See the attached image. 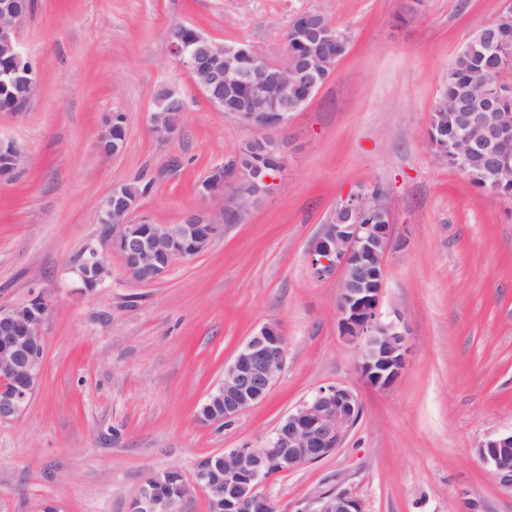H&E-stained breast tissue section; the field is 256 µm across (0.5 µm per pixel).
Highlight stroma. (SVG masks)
I'll return each mask as SVG.
<instances>
[{
  "label": "stroma",
  "instance_id": "obj_1",
  "mask_svg": "<svg viewBox=\"0 0 512 512\" xmlns=\"http://www.w3.org/2000/svg\"><path fill=\"white\" fill-rule=\"evenodd\" d=\"M503 0H35L22 33L39 72L29 108L0 112V139L25 159L0 184V307L52 299L36 395L0 423V512H129L146 478L192 475L225 448H258L320 387L352 388L362 414L324 460L270 478L274 512H317L346 490L364 512H456L462 499L512 512L478 447L512 432V198L494 197L440 162L429 141L448 65ZM351 36L334 75L294 113L280 186L202 254L151 284L120 259L105 287L75 267L99 245L100 201L150 183L139 202L159 224L201 206L198 182L251 130L215 111L167 51L195 28L270 59L300 12ZM178 87L185 124L162 141L149 114ZM125 113L122 151L102 156L103 117ZM381 186L395 245L385 261L383 320L407 333V366L388 389L366 384L339 334L338 275L307 260L328 211ZM277 323L287 349L270 395L232 423L196 414L246 339Z\"/></svg>",
  "mask_w": 512,
  "mask_h": 512
}]
</instances>
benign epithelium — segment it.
Masks as SVG:
<instances>
[{"instance_id": "benign-epithelium-1", "label": "benign epithelium", "mask_w": 512, "mask_h": 512, "mask_svg": "<svg viewBox=\"0 0 512 512\" xmlns=\"http://www.w3.org/2000/svg\"><path fill=\"white\" fill-rule=\"evenodd\" d=\"M31 15L30 0H0V54L16 62L0 71V85L35 87L39 73L24 52L21 35ZM310 13L297 16L299 28L311 42L307 66H297L294 53L285 48L284 58L272 62L252 45L227 46L198 32L193 42L170 39L169 53L191 75L214 109L257 133L273 138L288 127L291 116L305 108L333 74L342 59L348 38L333 24L312 28ZM475 36L498 53L512 56V43L496 22L480 28ZM253 57L252 66L241 69L236 59ZM224 81L226 94L215 90ZM239 86L251 89L249 101L234 104ZM273 91L281 101L278 112L262 104L265 93ZM156 106L166 104L163 123L155 133L164 139L176 137L184 124L187 107L181 91L171 85L160 90ZM456 140L431 142L440 159L453 149L456 170L495 193L512 185V113L471 112ZM279 145L276 171L262 167L244 169L235 160L224 164L223 177L198 191L204 201L189 210L178 224H156L143 238H131L124 227L136 213L139 197H130L124 186L116 185L98 206V223L110 226V235L98 248L89 249L80 263L90 288H102L112 276L110 259L117 255L126 275L139 284L161 279L176 261L182 244L192 255L204 252L214 235L228 223L237 222L251 208L274 191L279 174L288 163L285 141ZM97 149L116 155L112 145V119L106 118L97 138ZM24 156L22 145L0 140V183L13 179ZM138 214V213H136ZM137 220L148 223L151 216L141 212ZM393 224L386 194L382 190L359 189L343 197L327 214L309 249V262L318 278L341 276L336 298V319L340 335L359 346V374L368 384L387 388L401 375L408 353L404 331L380 319L384 281V260L392 243ZM52 307L51 299L39 294L28 302L0 307V422L21 416L31 404L43 367V328ZM286 346L279 327L264 324L224 366L221 381L207 394V400L224 403L223 415L202 421L204 425L228 423L262 402L279 379L286 364ZM361 404L354 390L344 385L319 388L309 400L288 412L261 448H225L201 460L193 475L181 478L170 489L161 475H150L130 505V512H183L186 502L204 494L224 512H273L262 487L276 473L296 470L327 458L341 448L361 416ZM480 459L500 483L512 488V433L491 439L477 448ZM317 512H363L360 501L346 490L319 497Z\"/></svg>"}]
</instances>
